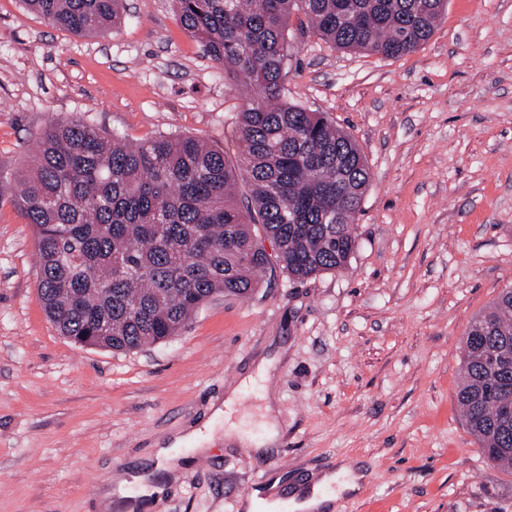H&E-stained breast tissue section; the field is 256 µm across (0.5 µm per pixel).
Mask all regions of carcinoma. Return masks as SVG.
I'll list each match as a JSON object with an SVG mask.
<instances>
[{"instance_id":"obj_1","label":"carcinoma","mask_w":512,"mask_h":512,"mask_svg":"<svg viewBox=\"0 0 512 512\" xmlns=\"http://www.w3.org/2000/svg\"><path fill=\"white\" fill-rule=\"evenodd\" d=\"M48 24L101 35L123 0H24ZM181 27L260 100L240 112L242 148L182 134L139 143L81 117L50 122L27 170L0 191L38 240L39 288L61 335L131 351L178 334L219 295L247 296L273 263L296 280L339 272L355 251L369 183L356 141L323 114L280 99L292 17L339 50L404 56L447 0H174ZM248 187L246 207L235 189ZM277 247L276 257L263 242ZM457 405L492 463L512 467V288L469 327Z\"/></svg>"}]
</instances>
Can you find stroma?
<instances>
[{"label":"stroma","instance_id":"stroma-1","mask_svg":"<svg viewBox=\"0 0 512 512\" xmlns=\"http://www.w3.org/2000/svg\"><path fill=\"white\" fill-rule=\"evenodd\" d=\"M125 3L88 37L0 0V167L24 169L50 120L76 115L132 143L183 133L238 155L256 92L173 0ZM292 42L282 100L325 113L368 161L346 268L214 296L139 350L81 346L43 310L34 227L0 202V512H245L275 478L290 512L346 457L368 475L350 512H512V470L456 403L465 333L512 288V0H448L394 59ZM197 430L214 433L206 451ZM175 442L172 478L156 453Z\"/></svg>","mask_w":512,"mask_h":512}]
</instances>
